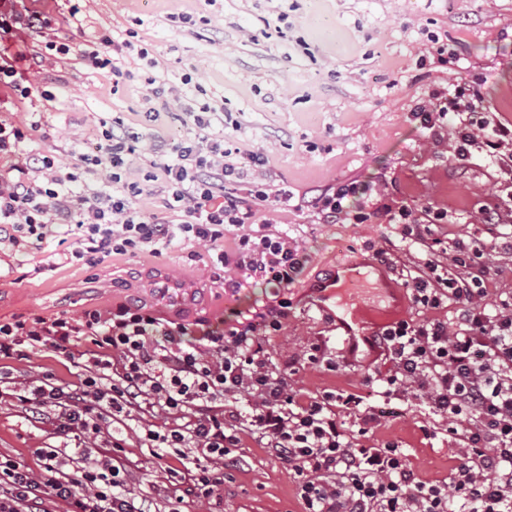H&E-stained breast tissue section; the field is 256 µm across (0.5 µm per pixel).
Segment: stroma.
<instances>
[{"label": "stroma", "instance_id": "1", "mask_svg": "<svg viewBox=\"0 0 512 512\" xmlns=\"http://www.w3.org/2000/svg\"><path fill=\"white\" fill-rule=\"evenodd\" d=\"M14 7L50 15L78 45L92 44L104 32L117 37L135 32L158 61L151 67L137 56L124 58V68L137 79L116 87L111 75L89 70L75 55L55 57L42 73L56 96L53 103L35 98L0 107L5 122L40 113L42 127L26 146L54 156L62 171H71L78 155L93 152V130L102 118L122 119L140 134L145 149L155 138L186 135L175 118L142 120L140 81L150 77L157 87L177 88L183 106L222 103L225 141L268 155L272 188L309 197L357 179L385 198L428 199L447 209L448 221L437 226V237L448 248L459 240L485 243L491 296L512 292V250H502L499 238L512 230V215L503 214L497 226L483 216L498 203L496 165L478 148L468 161H453L450 141H434L410 120L411 108L430 87L465 81L480 88L501 121L512 122V0H299L294 11L286 0H84L75 19L68 0H16ZM284 10L290 32L265 38L267 22ZM184 12L201 16L202 24L183 26ZM428 30L447 37L457 62L418 67ZM256 220L274 223L309 253L305 271L288 289L282 330L264 339L272 363L296 368L304 392L363 394L381 416L369 433L371 443L398 442L422 480H447L458 460L439 434L440 417L423 405L376 396L365 379L382 368L380 357L373 352L349 357L347 334L313 293L332 269L361 259L375 264L395 290L378 302L361 289L369 312L363 332L419 318L402 283L420 264L421 253L404 246L390 224H322L312 212L292 207L259 212ZM380 248L391 253L392 263L377 262ZM224 277L221 268L178 247L156 257L109 259L95 268L61 266L34 274L20 266L0 274V318L137 303L164 318L233 324L275 301L267 288H226ZM314 342L337 358V370L308 362ZM6 365L27 376L50 372L62 383L76 382L79 372L48 350ZM12 390L0 384V455L33 466L37 449L56 444L55 428L28 418ZM164 421L161 413L135 410L119 424L129 432L119 457L132 485L156 498L161 512L174 505L180 512H302L284 464L247 433L237 450L242 463L227 472L223 490L207 499L185 495V482L171 477L133 434Z\"/></svg>", "mask_w": 512, "mask_h": 512}]
</instances>
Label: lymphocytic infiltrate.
<instances>
[{"instance_id":"f902f5d3","label":"lymphocytic infiltrate","mask_w":512,"mask_h":512,"mask_svg":"<svg viewBox=\"0 0 512 512\" xmlns=\"http://www.w3.org/2000/svg\"><path fill=\"white\" fill-rule=\"evenodd\" d=\"M52 26L38 12L0 9V35L25 30L47 38L41 52H14L0 43V84L17 99L54 98L38 77L48 52L70 53L71 38L52 35ZM132 53L149 55L132 40L104 33L80 58L89 69L123 81L133 74L119 61ZM219 111L213 102L183 110L186 135L152 145L165 195L161 214L140 208L143 190L128 180L142 150L123 120H100L98 150L80 155L68 174L51 156L26 149L37 123L0 122V158L8 162L0 169V256L44 252L51 267L93 268L116 256L200 248L212 264L240 271L229 287L250 279L280 294L277 304L227 328L162 319L140 304L0 319L1 359L23 360L28 351L48 349L80 361L83 369L72 387L49 373L16 386L15 398L32 418L52 423L60 442L38 449L34 469L0 456V512H51L57 500L69 512H157L154 499L131 489L128 472L112 454L126 444L112 425L145 403L172 421L160 430L144 427L143 447L174 449L192 477L190 494L199 498L223 487L225 458L249 432L287 464L304 512H512V294L489 300L486 246L455 242L451 260L443 261L433 227L447 223V209L431 201L380 204L372 185L359 180L303 202L323 224L375 219L398 225L402 240L425 254L404 286L427 318L394 321L368 342L388 365L377 376L379 397L423 403L445 422L459 465L448 480L424 481L398 443L360 444L378 421L360 396L304 394L292 371L265 354L262 339L281 330L288 315L283 293L305 268L308 253L287 232L254 229L259 209L286 206L291 195L266 183L263 154L232 161L223 134L213 131ZM411 117L432 139L451 140L454 160L469 159L475 147L485 150L502 175L500 204L512 209V124L490 111L477 87L460 82L435 88ZM98 167L111 169V188L70 189L77 171ZM245 178L250 189L243 196L235 185ZM232 227L237 233L228 250L224 236ZM447 307L455 311V324L437 316ZM340 408L356 435L338 420Z\"/></svg>"}]
</instances>
